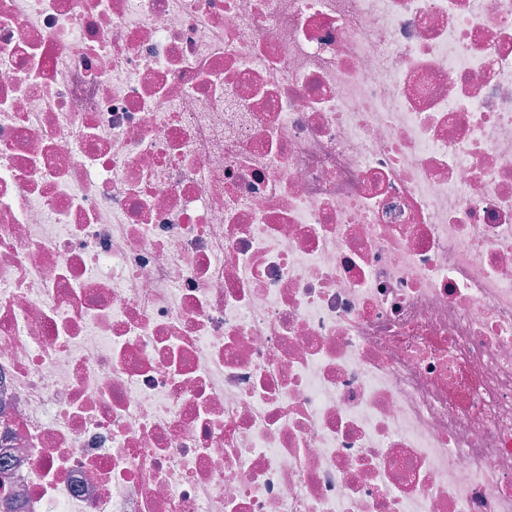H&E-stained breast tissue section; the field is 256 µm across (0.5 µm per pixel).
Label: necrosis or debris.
<instances>
[{"mask_svg": "<svg viewBox=\"0 0 512 512\" xmlns=\"http://www.w3.org/2000/svg\"><path fill=\"white\" fill-rule=\"evenodd\" d=\"M0 512H512V0H0Z\"/></svg>", "mask_w": 512, "mask_h": 512, "instance_id": "1", "label": "necrosis or debris"}]
</instances>
